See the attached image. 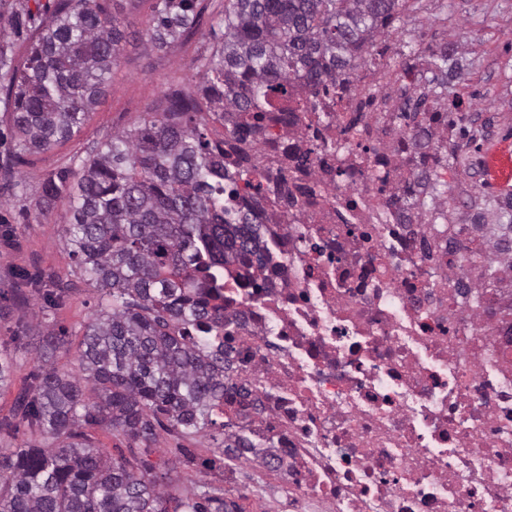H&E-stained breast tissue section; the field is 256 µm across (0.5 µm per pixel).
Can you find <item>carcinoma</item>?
Listing matches in <instances>:
<instances>
[{
    "label": "carcinoma",
    "instance_id": "1",
    "mask_svg": "<svg viewBox=\"0 0 512 512\" xmlns=\"http://www.w3.org/2000/svg\"><path fill=\"white\" fill-rule=\"evenodd\" d=\"M412 8L410 0H225L224 36L203 58L200 96L169 91L84 160L77 182L69 170L45 180L39 213L67 206L74 274L100 302L83 329L78 372L53 365L60 339L48 332L33 382L0 417V431L22 422L46 440L0 448V512H231L206 484L183 497L169 472L109 459L87 429L104 425L148 448L163 417L187 436L226 427L217 417L247 391L230 384L224 269L260 258V216L251 168L224 187V147L208 138L209 124L246 137L290 97L332 99L344 75L371 62L377 36ZM205 9L202 0H156L148 41L165 48L187 38ZM5 15L32 32L22 63L0 43L11 139L23 151H47L85 124L125 31L99 0H54L39 22L20 0H0ZM410 54L432 77L402 117L417 130L429 119L453 126L446 112L420 111L428 94L445 98L448 48ZM477 228L512 241V224ZM35 286L46 309L64 292L53 280Z\"/></svg>",
    "mask_w": 512,
    "mask_h": 512
}]
</instances>
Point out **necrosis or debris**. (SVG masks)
<instances>
[{
    "mask_svg": "<svg viewBox=\"0 0 512 512\" xmlns=\"http://www.w3.org/2000/svg\"><path fill=\"white\" fill-rule=\"evenodd\" d=\"M392 71L379 50L349 74L338 121L274 112L224 141L263 224L262 261L224 278L251 394L227 412L248 447L224 480L276 512H512V292L463 260L469 225L406 211L442 164L401 158Z\"/></svg>",
    "mask_w": 512,
    "mask_h": 512,
    "instance_id": "4bbe7bcc",
    "label": "necrosis or debris"
}]
</instances>
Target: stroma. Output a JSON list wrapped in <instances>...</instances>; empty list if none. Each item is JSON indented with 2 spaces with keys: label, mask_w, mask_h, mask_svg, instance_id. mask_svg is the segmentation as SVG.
<instances>
[{
  "label": "stroma",
  "mask_w": 512,
  "mask_h": 512,
  "mask_svg": "<svg viewBox=\"0 0 512 512\" xmlns=\"http://www.w3.org/2000/svg\"><path fill=\"white\" fill-rule=\"evenodd\" d=\"M153 2L105 0L120 18L126 39L99 103L78 135L51 150L19 156L0 145V164L9 163L15 176L13 184L0 185V291L10 292L16 273L25 270L37 269L62 282L66 293L48 311L55 330L65 334L55 355V365L62 371L76 365L83 328L93 318L99 294L73 274L75 260L64 239V206L38 213L40 186L62 169L79 171L96 147L152 111L169 90H196L197 65L224 34L217 22L224 0H205L207 9L194 35L167 49H154L144 35ZM375 45L387 49L398 68L406 61L407 46H447L460 67L449 75L448 98L437 103V110H448L450 99L456 98L462 102L456 118L459 131L472 121L498 122L512 130V0H414L409 16L394 22ZM459 131L448 139L457 149L452 168L456 178L449 182L447 194L428 205L469 216L486 204L484 192L490 184L486 176L472 174L467 154L474 138L460 136ZM24 292L26 308H0V346L13 355L11 381L0 388V417L11 414L17 395L29 387L39 365L37 349L44 326L31 312L43 301L34 287H25ZM157 433V443L147 448L104 428L91 431L98 447L112 459L134 455L157 466L169 464L184 492L196 491L204 483L223 488V467L210 464L222 454L217 441L202 435L187 437L165 426Z\"/></svg>",
  "instance_id": "obj_1"
}]
</instances>
